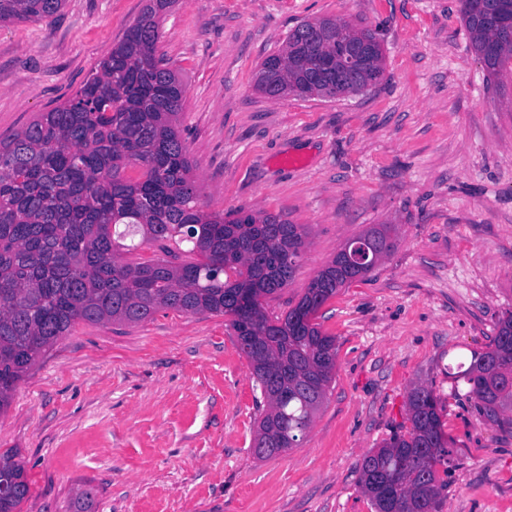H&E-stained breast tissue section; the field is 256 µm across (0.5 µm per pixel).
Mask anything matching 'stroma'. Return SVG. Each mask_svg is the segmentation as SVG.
I'll return each instance as SVG.
<instances>
[{"mask_svg": "<svg viewBox=\"0 0 512 512\" xmlns=\"http://www.w3.org/2000/svg\"><path fill=\"white\" fill-rule=\"evenodd\" d=\"M148 3L66 0L1 25L0 137L73 97ZM322 16L378 34L382 80L340 99L256 93L260 63ZM158 49L187 87L206 210L279 212L307 231L270 314L370 226L394 225L396 246L317 312L335 377L302 446L267 461L250 451L261 396L227 317L77 324L0 413V451L26 469L22 512H72L86 488L93 512H374L358 464L409 429L420 383L452 450L440 512H512V433L448 376L512 311V73L483 68L458 0H178Z\"/></svg>", "mask_w": 512, "mask_h": 512, "instance_id": "35a3bbf8", "label": "stroma"}]
</instances>
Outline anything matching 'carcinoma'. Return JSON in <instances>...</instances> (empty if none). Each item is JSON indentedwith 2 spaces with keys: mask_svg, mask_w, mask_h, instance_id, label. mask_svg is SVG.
Returning a JSON list of instances; mask_svg holds the SVG:
<instances>
[{
  "mask_svg": "<svg viewBox=\"0 0 512 512\" xmlns=\"http://www.w3.org/2000/svg\"><path fill=\"white\" fill-rule=\"evenodd\" d=\"M65 0H0V24L40 22ZM176 0H150L124 39L75 95L0 138V413L18 382L79 322L138 324L171 310L229 317L264 408L252 454L276 458L301 445L336 371V338L313 322L336 293L365 277L394 247L378 224L346 243L379 245L368 267L345 250L311 280L298 303L271 317L262 300L288 286L307 231L268 211L208 212L201 203L178 117L186 88L158 54L160 25ZM471 46L496 76L512 62V0H461ZM376 33L330 17L303 21L259 66L253 87L270 100L334 98L382 79ZM165 259L131 262L135 238ZM187 242L192 261L178 249ZM448 376L493 425L512 432V311L492 342ZM410 430L359 465L375 512H438L437 466L452 450L434 391L407 396ZM0 512L29 493L19 453L0 452Z\"/></svg>",
  "mask_w": 512,
  "mask_h": 512,
  "instance_id": "1",
  "label": "carcinoma"
}]
</instances>
